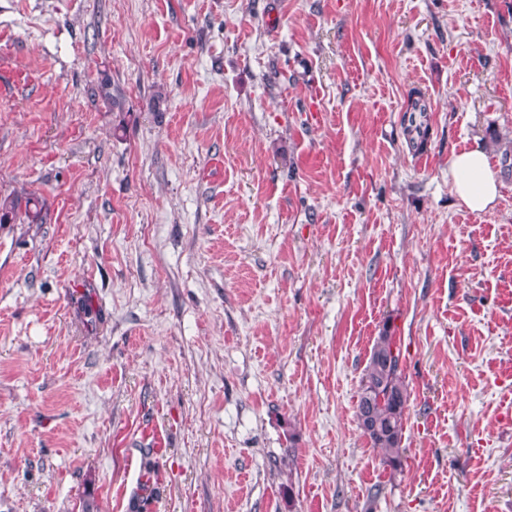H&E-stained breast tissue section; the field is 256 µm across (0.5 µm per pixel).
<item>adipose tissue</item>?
<instances>
[{
	"label": "adipose tissue",
	"mask_w": 512,
	"mask_h": 512,
	"mask_svg": "<svg viewBox=\"0 0 512 512\" xmlns=\"http://www.w3.org/2000/svg\"><path fill=\"white\" fill-rule=\"evenodd\" d=\"M448 181L456 197L470 211L478 213L494 205L501 187L487 154L478 146L452 156L448 165Z\"/></svg>",
	"instance_id": "adipose-tissue-1"
}]
</instances>
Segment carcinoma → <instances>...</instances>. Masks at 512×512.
<instances>
[{
	"label": "carcinoma",
	"instance_id": "cac0c4a2",
	"mask_svg": "<svg viewBox=\"0 0 512 512\" xmlns=\"http://www.w3.org/2000/svg\"><path fill=\"white\" fill-rule=\"evenodd\" d=\"M93 93L108 111H124L125 98L112 87L107 73L100 74ZM44 211V200L35 194L0 198V224L13 223L20 214L27 224H41ZM408 400V386L401 369V349L397 336L387 324L370 350L355 415L363 436L371 447L381 450L384 463L395 472L403 466L401 443Z\"/></svg>",
	"mask_w": 512,
	"mask_h": 512
}]
</instances>
